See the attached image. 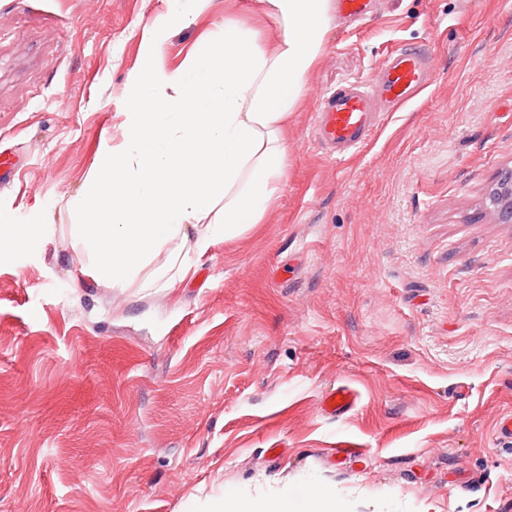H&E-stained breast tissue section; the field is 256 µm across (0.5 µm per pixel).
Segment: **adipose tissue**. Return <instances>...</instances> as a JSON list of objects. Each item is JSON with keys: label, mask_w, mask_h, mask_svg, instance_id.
<instances>
[{"label": "adipose tissue", "mask_w": 512, "mask_h": 512, "mask_svg": "<svg viewBox=\"0 0 512 512\" xmlns=\"http://www.w3.org/2000/svg\"><path fill=\"white\" fill-rule=\"evenodd\" d=\"M207 3L189 0L145 27L142 64L126 89L123 140L102 148L85 192L71 203V230L92 280L122 288L150 263L152 284L173 288L216 239L264 223L280 194L288 115L305 102L333 2L255 0V13L278 23L276 40L228 20L217 40L166 66L170 30L194 23ZM48 233L44 224H1L0 254L43 246ZM185 241L187 253L178 248ZM209 512H294V505L285 494L257 498L228 488Z\"/></svg>", "instance_id": "1"}]
</instances>
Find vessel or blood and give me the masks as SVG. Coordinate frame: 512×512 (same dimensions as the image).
I'll return each instance as SVG.
<instances>
[{"label": "vessel or blood", "mask_w": 512, "mask_h": 512, "mask_svg": "<svg viewBox=\"0 0 512 512\" xmlns=\"http://www.w3.org/2000/svg\"><path fill=\"white\" fill-rule=\"evenodd\" d=\"M431 77L425 54L408 49L391 53L374 81L356 82L324 94L320 100L315 137L329 157L344 160L365 147L379 126L380 105L397 106L427 86ZM357 402L352 388L338 386L324 400L331 414L350 411Z\"/></svg>", "instance_id": "1"}]
</instances>
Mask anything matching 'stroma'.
I'll use <instances>...</instances> for the list:
<instances>
[{
  "instance_id": "obj_1",
  "label": "stroma",
  "mask_w": 512,
  "mask_h": 512,
  "mask_svg": "<svg viewBox=\"0 0 512 512\" xmlns=\"http://www.w3.org/2000/svg\"><path fill=\"white\" fill-rule=\"evenodd\" d=\"M170 0H0V225H49L0 261V512H204L225 488L315 479L344 512H512V223L486 198L512 168V0H370L336 17L288 119L264 223L215 240L172 289L83 273L70 203L121 142L140 31ZM173 29L177 66L224 20ZM400 47L432 81L342 163L320 97ZM359 394L333 417L322 397ZM360 449L357 457L342 456Z\"/></svg>"
}]
</instances>
